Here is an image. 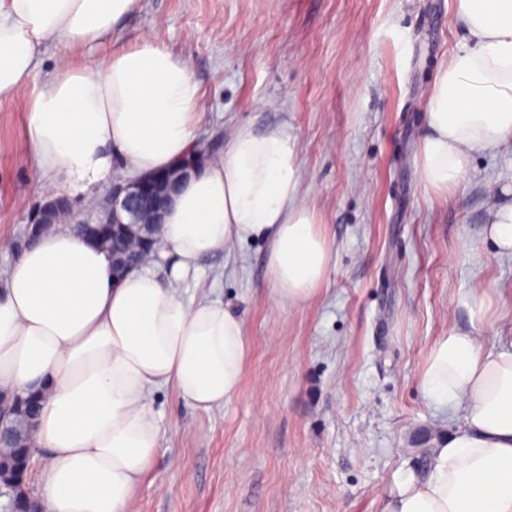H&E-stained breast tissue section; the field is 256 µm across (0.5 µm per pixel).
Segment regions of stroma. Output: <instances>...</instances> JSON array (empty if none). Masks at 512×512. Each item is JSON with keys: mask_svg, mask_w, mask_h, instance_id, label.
Listing matches in <instances>:
<instances>
[{"mask_svg": "<svg viewBox=\"0 0 512 512\" xmlns=\"http://www.w3.org/2000/svg\"><path fill=\"white\" fill-rule=\"evenodd\" d=\"M144 38L191 60L201 139L241 124L288 132L331 260L298 307L274 301L263 241L206 265L245 323L241 388L208 413L173 387L154 393L160 448L135 512H381L397 471L460 419L419 387L430 345L470 325L473 288L512 305V258L483 239L512 151L475 155L447 200L418 173L429 89L464 46L453 0H140L114 43L51 46L41 71ZM28 100L0 102L1 272L45 201L27 164Z\"/></svg>", "mask_w": 512, "mask_h": 512, "instance_id": "35a3bbf8", "label": "stroma"}]
</instances>
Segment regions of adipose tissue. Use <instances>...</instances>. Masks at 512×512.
<instances>
[{
	"label": "adipose tissue",
	"instance_id": "ef3b65f1",
	"mask_svg": "<svg viewBox=\"0 0 512 512\" xmlns=\"http://www.w3.org/2000/svg\"><path fill=\"white\" fill-rule=\"evenodd\" d=\"M140 0H0V100L41 86L27 116L42 194L92 204L114 170L123 178L176 166L198 146L204 93L188 61L145 38L77 66L60 59L39 78L51 45L103 43ZM468 41L427 97L419 174L448 197L474 154L512 148V0H454ZM485 236L512 257V190L502 189ZM156 250L116 275L109 255L72 221L24 247L0 276V390L40 392L35 432L42 512H132L157 454L152 392L173 386L210 412L239 391L245 325L212 291L203 259L267 242L278 302H308L330 250L303 196L284 129L242 124L223 155L175 194ZM422 390L462 412L431 451L426 473L399 471L382 512H512V347L486 350L478 330L432 343Z\"/></svg>",
	"mask_w": 512,
	"mask_h": 512
}]
</instances>
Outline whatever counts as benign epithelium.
Here are the masks:
<instances>
[{
    "label": "benign epithelium",
    "mask_w": 512,
    "mask_h": 512,
    "mask_svg": "<svg viewBox=\"0 0 512 512\" xmlns=\"http://www.w3.org/2000/svg\"><path fill=\"white\" fill-rule=\"evenodd\" d=\"M214 141L202 143L176 167L168 172L147 176L131 182L118 180L107 187L96 204L94 217L81 221L86 235L97 243L109 241L115 227L121 226L139 235L140 249L149 252L154 243L153 229L161 223L162 213L171 197L189 175L202 168L206 158L216 150ZM71 214L65 198L48 199L39 211L36 222L28 225L27 235L33 238L47 224ZM32 451L20 456L16 449L0 457V499L6 503L0 512H36L29 483L24 473L31 468Z\"/></svg>",
    "instance_id": "benign-epithelium-1"
}]
</instances>
